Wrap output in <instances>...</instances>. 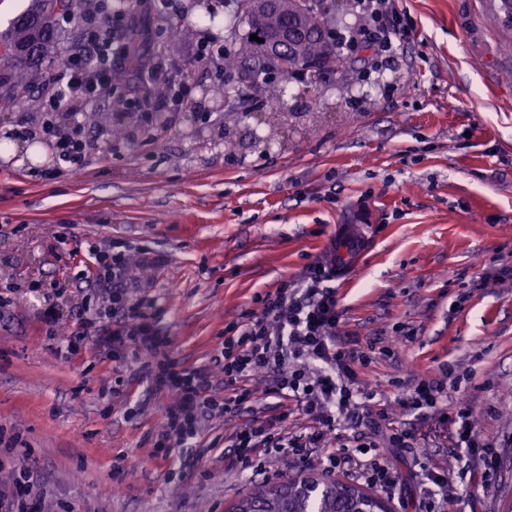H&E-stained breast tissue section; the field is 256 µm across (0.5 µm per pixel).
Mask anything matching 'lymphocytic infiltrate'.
Segmentation results:
<instances>
[{"label": "lymphocytic infiltrate", "instance_id": "obj_1", "mask_svg": "<svg viewBox=\"0 0 512 512\" xmlns=\"http://www.w3.org/2000/svg\"><path fill=\"white\" fill-rule=\"evenodd\" d=\"M354 7L367 22L344 37L342 44L350 50L364 44L379 57L405 36L406 15L396 0H354ZM100 14V9L93 8L82 15L84 41L66 53L31 123L32 132L47 140L58 156L57 169L45 173L49 179L60 170L81 173L93 149L81 121L63 127L57 124L56 113L76 101L94 105L113 90L112 31L103 27ZM128 275L126 260L116 254L94 276L84 277L85 286L106 296L107 303L91 317L78 311L77 340L69 349L77 351L80 342L91 340L116 350L130 347L143 355L135 376L147 378L156 390L174 397L155 443L156 453L194 447L205 423L217 413H245L248 422L229 438L225 468L249 467L260 474L273 458L286 455L302 464L321 448L327 473L344 474L371 488L389 490L398 485L396 472L376 454L374 442L357 437L339 440L333 447L328 444L341 419L352 415L360 400L375 397L373 391L361 387L356 370L365 352L337 338L341 312L335 262L312 265L300 279L259 296L258 310L231 327L215 357L229 392L222 401L212 393L213 368H187L169 357V341L157 325L152 304L131 307L125 303ZM260 372L269 378L267 392L275 398L277 409L276 415L264 419L254 415L250 386ZM292 406L309 421L307 432L298 436L281 427Z\"/></svg>", "mask_w": 512, "mask_h": 512}]
</instances>
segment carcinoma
I'll use <instances>...</instances> for the list:
<instances>
[{
	"label": "carcinoma",
	"mask_w": 512,
	"mask_h": 512,
	"mask_svg": "<svg viewBox=\"0 0 512 512\" xmlns=\"http://www.w3.org/2000/svg\"><path fill=\"white\" fill-rule=\"evenodd\" d=\"M92 7V0H28L25 8L13 17L6 28L0 30V48L8 54L0 55V110L10 109L22 99H31L32 86L41 67L48 59L59 57L64 39L55 20L65 14L73 17ZM348 14L346 6L335 10L326 0H279L273 15L257 13L240 0L237 19L247 25L248 33L240 40L236 52L224 56V69L235 71L245 78H258L270 74L265 43L250 40L251 35L263 39L266 32L288 22L302 32L296 46H288L284 61L288 73L293 75L311 66L328 65L342 57L338 41L329 37L330 24ZM126 64L112 71V83L125 85L131 74L140 69L138 35L130 36L125 47ZM256 92L279 106L271 126L277 128L294 117L288 100H297L307 90H290L286 82L272 84L264 79L257 82ZM313 487L305 492L296 489L297 480H286L242 498L232 512H351L356 500L345 493L344 484L331 480H312Z\"/></svg>",
	"instance_id": "cac0c4a2"
}]
</instances>
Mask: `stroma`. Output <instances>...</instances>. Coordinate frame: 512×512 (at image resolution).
I'll return each mask as SVG.
<instances>
[{"instance_id":"obj_1","label":"stroma","mask_w":512,"mask_h":512,"mask_svg":"<svg viewBox=\"0 0 512 512\" xmlns=\"http://www.w3.org/2000/svg\"><path fill=\"white\" fill-rule=\"evenodd\" d=\"M408 35L379 57L377 72L350 67L346 81L368 90L352 104L335 75L311 87L283 144L259 152L247 131L224 146V118L208 94L216 80L245 112L273 111L237 76L191 65L204 42H238L209 26L199 0H169L184 26L143 0L137 20L145 61L160 47L183 67L187 103L168 114L158 144H108L100 126L88 167L47 180V142L9 137L36 109L0 112V287L16 293L0 311V455L39 476L43 512H231L243 496L293 477L323 476L319 455L299 467L271 460L262 475L224 467V443L246 422L215 416L182 457L154 453L169 395L148 380L128 383L131 351L67 346L77 306L91 291L71 287L92 273V247L166 257L144 266L126 294L154 300L171 354L185 367L209 366L225 326L256 310V298L299 278L321 260L343 227L364 256L337 274L339 335L371 351L359 367L377 390L369 410L342 421V437L369 436L386 448L402 479L385 493L391 512H512V29L492 0H399ZM54 308L47 328L42 312ZM458 378L446 414L406 406V388ZM473 432L491 449L493 471L453 447L451 421L462 403ZM416 435L413 452L388 451L376 410ZM448 475L431 495L428 471Z\"/></svg>"}]
</instances>
